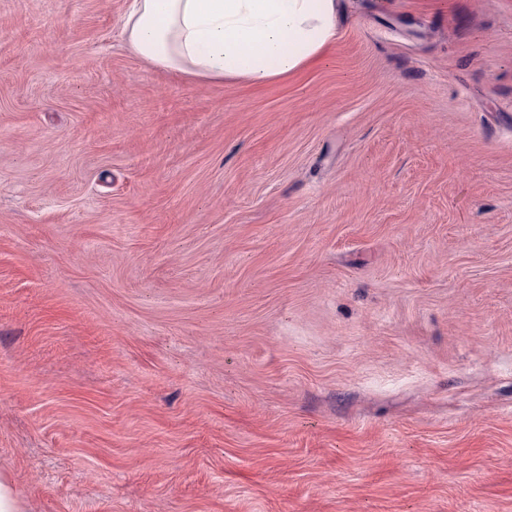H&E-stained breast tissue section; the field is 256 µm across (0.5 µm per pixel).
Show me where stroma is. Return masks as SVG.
Masks as SVG:
<instances>
[{
    "label": "stroma",
    "instance_id": "stroma-1",
    "mask_svg": "<svg viewBox=\"0 0 512 512\" xmlns=\"http://www.w3.org/2000/svg\"><path fill=\"white\" fill-rule=\"evenodd\" d=\"M129 4L0 0L25 512H512V0H341L260 86Z\"/></svg>",
    "mask_w": 512,
    "mask_h": 512
}]
</instances>
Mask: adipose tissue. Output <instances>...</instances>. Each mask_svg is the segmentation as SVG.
I'll return each mask as SVG.
<instances>
[{
	"mask_svg": "<svg viewBox=\"0 0 512 512\" xmlns=\"http://www.w3.org/2000/svg\"><path fill=\"white\" fill-rule=\"evenodd\" d=\"M337 10V0H133L124 34L156 66L260 84L320 61Z\"/></svg>",
	"mask_w": 512,
	"mask_h": 512,
	"instance_id": "obj_1",
	"label": "adipose tissue"
}]
</instances>
